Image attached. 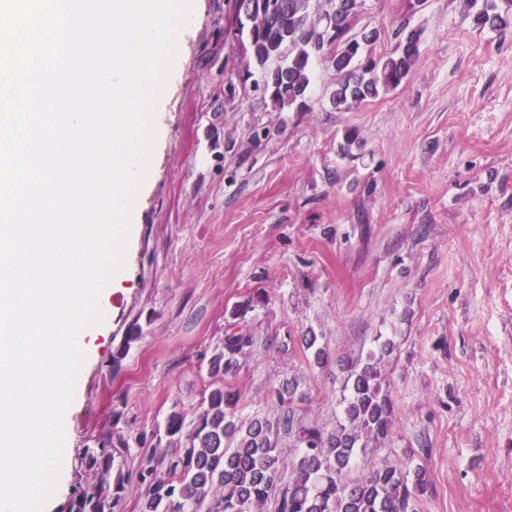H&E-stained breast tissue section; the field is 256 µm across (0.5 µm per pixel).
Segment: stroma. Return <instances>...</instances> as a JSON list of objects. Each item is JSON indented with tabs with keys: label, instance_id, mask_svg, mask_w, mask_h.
I'll use <instances>...</instances> for the list:
<instances>
[{
	"label": "stroma",
	"instance_id": "35a3bbf8",
	"mask_svg": "<svg viewBox=\"0 0 512 512\" xmlns=\"http://www.w3.org/2000/svg\"><path fill=\"white\" fill-rule=\"evenodd\" d=\"M226 0H194L160 100V127L107 314L85 340L65 414L58 488L70 512L84 448L113 431L120 512H142V462L177 453L154 435L194 419L219 385L236 415L275 417L270 393L297 384L307 422L342 418L347 366L391 340L393 430L358 455L421 468L414 512H512V34L473 25L463 0H365L358 28L392 52L400 22L423 31L407 81L336 108L339 77L314 61L304 110H276L233 44ZM255 343L239 371L212 357L231 312L257 294ZM326 352L316 361L304 339Z\"/></svg>",
	"mask_w": 512,
	"mask_h": 512
}]
</instances>
